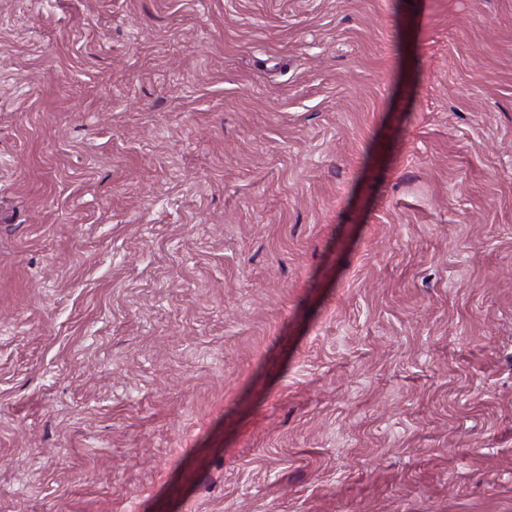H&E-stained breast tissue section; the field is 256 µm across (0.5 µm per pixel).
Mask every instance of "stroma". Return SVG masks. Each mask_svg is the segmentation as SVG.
<instances>
[{
    "instance_id": "stroma-1",
    "label": "stroma",
    "mask_w": 512,
    "mask_h": 512,
    "mask_svg": "<svg viewBox=\"0 0 512 512\" xmlns=\"http://www.w3.org/2000/svg\"><path fill=\"white\" fill-rule=\"evenodd\" d=\"M0 512H512V0H0Z\"/></svg>"
}]
</instances>
